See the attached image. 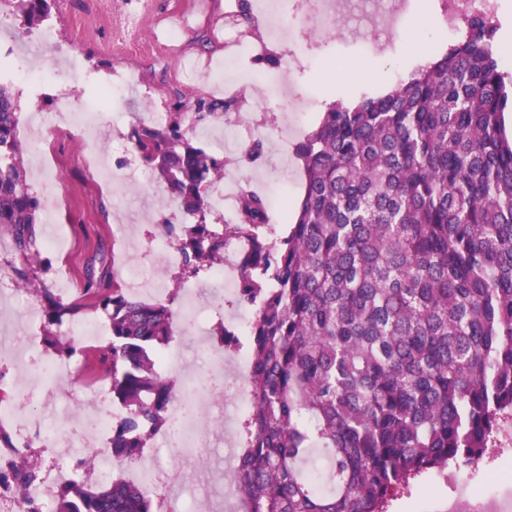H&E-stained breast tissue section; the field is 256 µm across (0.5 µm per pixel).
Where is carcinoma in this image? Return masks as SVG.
<instances>
[{
  "label": "carcinoma",
  "instance_id": "1",
  "mask_svg": "<svg viewBox=\"0 0 512 512\" xmlns=\"http://www.w3.org/2000/svg\"><path fill=\"white\" fill-rule=\"evenodd\" d=\"M56 0H13L31 26ZM498 25L475 16L447 50L387 93L328 106L297 145L304 196L288 233L272 238L265 200L247 187L238 220L215 227L208 190L224 162L195 146L185 106L168 124L128 134L143 165L194 219L173 243L182 269L217 265L245 239L237 299L255 308L248 337L251 406L231 488L243 512H385L392 491L427 470L478 469L512 416V78L498 69ZM196 123L233 109L197 99ZM20 95L0 82V230L26 260L39 255V198L16 132ZM44 326L86 307L112 331L99 362L123 415L112 458L131 464L160 428L175 383L159 369L173 300L145 302L87 265L82 299L48 289ZM329 450L316 490L299 465ZM41 455L10 479L36 483ZM54 512H164L160 497L119 476L66 484Z\"/></svg>",
  "mask_w": 512,
  "mask_h": 512
}]
</instances>
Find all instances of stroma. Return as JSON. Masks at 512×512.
I'll return each instance as SVG.
<instances>
[{
  "mask_svg": "<svg viewBox=\"0 0 512 512\" xmlns=\"http://www.w3.org/2000/svg\"><path fill=\"white\" fill-rule=\"evenodd\" d=\"M123 0H59L48 20L60 61L75 58L85 80L67 82L45 77V106H89L106 127L107 140L126 139L130 129L146 119L150 100L165 104L215 97L235 101L223 117L197 128L192 142L224 161V190L237 194L247 185L260 196L276 194L277 212L270 224L276 236L286 235L304 193L305 177L296 147L319 123L330 103H354L387 92L418 65L446 48L442 0H331L332 27L318 21L313 0H281L283 19L298 24L296 41L280 39L278 65L241 57L224 42V13L237 9L238 0H152L142 20L139 45L125 48L113 42L112 14ZM433 25H426L424 15ZM191 25H183L184 16ZM416 31L417 43L405 41ZM198 64L191 79L180 76L186 61ZM344 74V82L329 77ZM124 73L132 84L126 94L109 92L101 83L108 72ZM85 132L78 127H39L23 134L28 182L39 196L47 220L41 226L43 246L36 266L18 260L17 268L36 269L41 287L57 299L79 298L85 267L96 254L103 264L126 275L133 270L175 283L180 268L166 267L159 253L160 224L188 225L178 201L164 182L132 186L101 185L94 167L83 160ZM264 143L262 156L247 162L245 152L254 140ZM123 225L122 261L101 252L112 242L111 228ZM87 351L83 368L72 379L48 380L46 385L19 393L26 411L54 424L56 412L71 408L76 417L90 414L84 402L97 361L94 341L78 339ZM207 475L190 477L184 461L159 454L161 478L180 484L185 512H225L224 473L233 461L223 447L203 449ZM512 469V445L501 447L471 477L469 502L495 492L512 503V484L502 483V471ZM450 472L431 470L391 498L387 512H455Z\"/></svg>",
  "mask_w": 512,
  "mask_h": 512,
  "instance_id": "obj_1",
  "label": "stroma"
}]
</instances>
